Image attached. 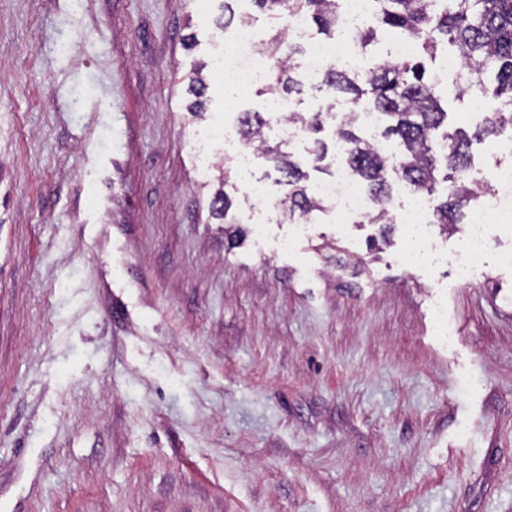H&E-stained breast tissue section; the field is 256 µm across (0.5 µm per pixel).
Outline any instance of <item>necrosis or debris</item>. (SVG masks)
Instances as JSON below:
<instances>
[{
    "instance_id": "necrosis-or-debris-1",
    "label": "necrosis or debris",
    "mask_w": 512,
    "mask_h": 512,
    "mask_svg": "<svg viewBox=\"0 0 512 512\" xmlns=\"http://www.w3.org/2000/svg\"><path fill=\"white\" fill-rule=\"evenodd\" d=\"M375 15V0H343L336 36L325 41L312 36L301 17H293L288 34L291 40L303 48L305 72L309 85H316L323 73L331 67L363 73L368 69L366 58L354 39V31L363 21ZM258 35L253 26L241 24L225 42L217 58L225 82L242 90H249L264 83L267 63L258 53ZM205 139L224 143V157L245 176L247 194L267 199V186L254 178L257 155L228 127L207 130ZM472 180L491 181L493 191L485 197L471 215L462 230V255L456 266L457 275L464 280L472 279L485 265L488 242L491 237L512 239V164H499L493 169L470 170ZM311 192L330 203L329 216L333 223L346 224L371 214L375 204L361 184L347 168H339L335 177L318 180L311 184ZM396 194L404 203L389 212L391 223L403 225L414 240L417 250L409 254L408 262L426 258L434 251L433 214L426 196L410 195L405 185H397Z\"/></svg>"
}]
</instances>
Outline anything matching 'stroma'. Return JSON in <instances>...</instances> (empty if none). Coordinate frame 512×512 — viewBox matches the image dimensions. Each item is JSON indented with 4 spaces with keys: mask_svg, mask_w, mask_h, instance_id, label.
Here are the masks:
<instances>
[{
    "mask_svg": "<svg viewBox=\"0 0 512 512\" xmlns=\"http://www.w3.org/2000/svg\"><path fill=\"white\" fill-rule=\"evenodd\" d=\"M223 16L0 0V512H512V240L469 282L399 224L281 252L233 176L229 243L194 134L267 98L215 74L188 111ZM204 66L198 68L194 76L191 77V83L188 88V94L193 97L189 103L190 112H206V103L208 100L207 92L209 88L207 75L203 73Z\"/></svg>",
    "mask_w": 512,
    "mask_h": 512,
    "instance_id": "obj_1",
    "label": "stroma"
}]
</instances>
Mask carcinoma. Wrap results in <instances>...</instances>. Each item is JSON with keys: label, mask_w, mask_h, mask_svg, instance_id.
Listing matches in <instances>:
<instances>
[{"label": "carcinoma", "mask_w": 512, "mask_h": 512, "mask_svg": "<svg viewBox=\"0 0 512 512\" xmlns=\"http://www.w3.org/2000/svg\"><path fill=\"white\" fill-rule=\"evenodd\" d=\"M377 25L360 26L355 40L361 47L374 42L378 33L396 39L410 37L423 55L432 56L446 44L464 58L465 79L485 85L484 77L495 74L491 95L499 108L476 125L472 134L457 132L437 135L448 117L439 104L435 84L425 79L422 64L411 59L389 57L359 75L342 69H330L322 83L332 93L346 98L352 106L368 103L391 121L385 135L396 138L398 150L393 156L381 154L376 144L359 136L355 112H349L336 125L333 137L340 145L336 164L348 168L376 200V209L367 218L370 224L387 220L386 204L391 197L392 177L406 182L415 192L427 197L442 192L443 200L434 208V223L446 231L462 223L464 209L479 195L482 187L467 181L471 140H491L504 125L512 126V0H444L436 7L430 0H376ZM255 11L271 21L300 14L317 26V33L330 40L336 35L342 0H252ZM268 59V76L260 93L275 101L283 95L299 94L303 81L297 77L292 60L300 54L289 41L288 26L273 30L269 41L260 44ZM209 84L204 68H198L188 88L192 96L189 110L206 111ZM240 134L245 143L282 174L288 194L279 202L286 214L306 217L324 209L306 185L300 164L281 145L266 135L267 119L261 112H243L238 116ZM212 214L227 219L232 201L224 189L217 188L211 201Z\"/></svg>", "instance_id": "cac0c4a2"}]
</instances>
